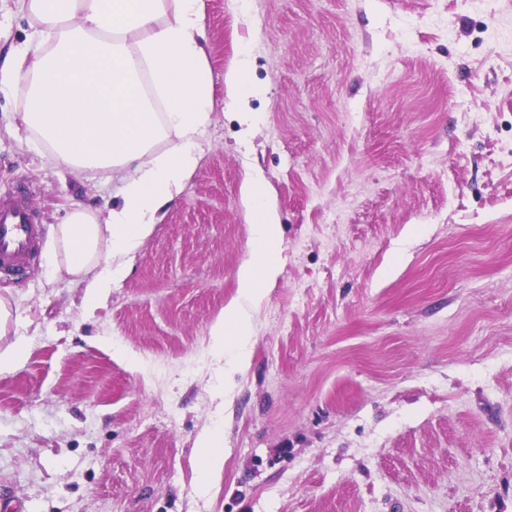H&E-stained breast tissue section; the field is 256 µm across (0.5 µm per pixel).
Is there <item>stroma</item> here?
Returning a JSON list of instances; mask_svg holds the SVG:
<instances>
[{"mask_svg": "<svg viewBox=\"0 0 512 512\" xmlns=\"http://www.w3.org/2000/svg\"><path fill=\"white\" fill-rule=\"evenodd\" d=\"M203 153L92 310L53 238L0 298L5 512H512V0H202ZM29 23L0 0V57ZM247 60L253 92L224 73ZM254 113L244 133L239 111ZM0 95V197L44 224L117 204ZM252 180L282 227L234 371L210 327L252 256ZM125 349L115 356L113 346ZM224 434L204 475L198 438ZM247 61L242 59L239 64L232 65L224 75V84L227 96L237 102L244 95L250 94L251 89L247 85L245 76L247 72ZM13 336V342L4 351H0V372L10 371L24 360L28 340L25 336L16 334V331L13 332Z\"/></svg>", "mask_w": 512, "mask_h": 512, "instance_id": "obj_1", "label": "stroma"}]
</instances>
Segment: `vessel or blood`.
<instances>
[{"label":"vessel or blood","mask_w":512,"mask_h":512,"mask_svg":"<svg viewBox=\"0 0 512 512\" xmlns=\"http://www.w3.org/2000/svg\"><path fill=\"white\" fill-rule=\"evenodd\" d=\"M44 236L27 188L0 199V279L26 277L40 258Z\"/></svg>","instance_id":"obj_1"}]
</instances>
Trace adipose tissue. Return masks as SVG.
Returning <instances> with one entry per match:
<instances>
[{"mask_svg":"<svg viewBox=\"0 0 512 512\" xmlns=\"http://www.w3.org/2000/svg\"><path fill=\"white\" fill-rule=\"evenodd\" d=\"M17 8L36 48L0 63V92L26 82L24 121L54 161L119 182L121 205L75 208L54 230L66 272L89 281L83 305L91 308L128 273L129 257L198 163L212 110L201 0H17ZM172 135L176 146L155 150ZM244 192L256 212L254 249L238 271L237 299L210 330L216 354L231 351L239 369L250 361L247 307L261 301L262 279L277 275L281 243L263 195L250 184Z\"/></svg>","mask_w":512,"mask_h":512,"instance_id":"ef3b65f1","label":"adipose tissue"}]
</instances>
